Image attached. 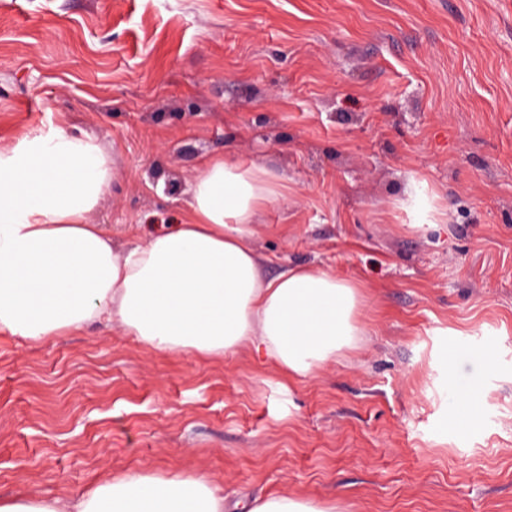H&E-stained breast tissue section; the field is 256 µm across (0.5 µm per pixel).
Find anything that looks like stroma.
<instances>
[{"label":"stroma","instance_id":"obj_1","mask_svg":"<svg viewBox=\"0 0 512 512\" xmlns=\"http://www.w3.org/2000/svg\"><path fill=\"white\" fill-rule=\"evenodd\" d=\"M60 126L109 149L90 221L119 243L178 222L209 156L282 174L253 247L360 284L363 334L298 383L118 328L0 334V499L138 472L207 475L224 512H512L507 0H0V146ZM247 512H319V510L288 497L272 496L258 506L248 508Z\"/></svg>","mask_w":512,"mask_h":512}]
</instances>
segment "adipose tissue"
I'll list each match as a JSON object with an SVG mask.
<instances>
[{
    "mask_svg": "<svg viewBox=\"0 0 512 512\" xmlns=\"http://www.w3.org/2000/svg\"><path fill=\"white\" fill-rule=\"evenodd\" d=\"M112 180L105 147L61 127L0 149V332L40 343L112 326L154 353L252 351L292 382L354 344L358 285L312 266L266 276L250 245L281 196L275 172L206 159L183 223L126 247L88 221ZM0 512H224V497L205 475L134 472L76 498L0 501Z\"/></svg>",
    "mask_w": 512,
    "mask_h": 512,
    "instance_id": "1",
    "label": "adipose tissue"
}]
</instances>
